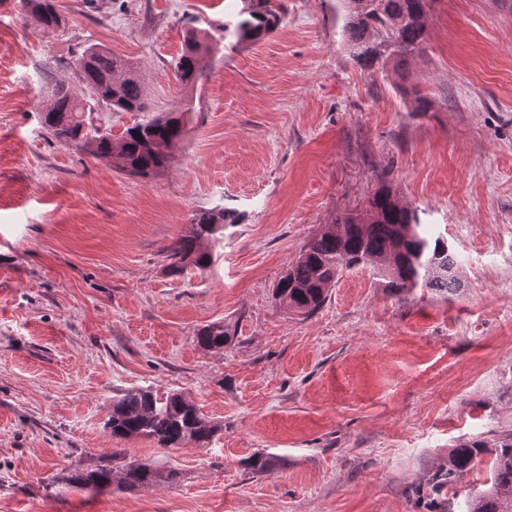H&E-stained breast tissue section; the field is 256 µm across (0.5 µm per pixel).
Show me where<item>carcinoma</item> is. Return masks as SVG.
<instances>
[{
  "mask_svg": "<svg viewBox=\"0 0 512 512\" xmlns=\"http://www.w3.org/2000/svg\"><path fill=\"white\" fill-rule=\"evenodd\" d=\"M341 34L353 49L356 63L372 75L391 67L404 71L423 49L429 15L434 0H337ZM21 11L47 30L62 24L55 0H20ZM285 13L284 5L271 0H250L238 19L224 24V39L259 41L272 33ZM212 51L208 37L190 34L174 62V74L185 90L197 87L203 76L201 61ZM78 75L96 96L114 112H146L143 87L130 61L109 51L87 46L78 58ZM51 103L46 107L45 128L51 137L72 145L95 159L118 153L120 163L113 169L136 171L146 177L167 167L173 151L185 135L190 117L187 108L177 117L154 116L126 128L113 138L112 131L92 123L85 105L65 82L51 87ZM140 133L135 137L132 131ZM239 214L228 210H205L192 215V231L166 247L168 268L180 274L193 267L211 266L216 247L224 241V230L238 223ZM342 225L338 233L321 231L311 237L295 265L274 287V296L288 308L305 315L318 310L339 275L347 270L368 267L392 294L404 299L418 288H427L444 296L461 288L459 259L448 240L420 223L416 209L400 201L389 186L374 195L369 210L357 217L335 220ZM231 341V333L222 322L201 327L196 342L205 350L222 349ZM111 436L120 439L148 438L164 448H177L187 442L205 444L216 427L207 423L196 405L180 394L159 395L151 389L135 388L112 400V415L106 422ZM493 454L489 487L465 496L459 512H512V435L493 444L482 440L463 442L448 453V465L435 471L426 483L413 489L415 504L427 512H438L442 494L455 485L457 477L475 460ZM112 455L107 463L94 469L80 466L58 475V480L78 489L112 488ZM175 476L148 463L129 461L121 465L118 489L150 488Z\"/></svg>",
  "mask_w": 512,
  "mask_h": 512,
  "instance_id": "carcinoma-1",
  "label": "carcinoma"
}]
</instances>
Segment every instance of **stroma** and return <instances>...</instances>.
I'll return each instance as SVG.
<instances>
[{"label": "stroma", "mask_w": 512, "mask_h": 512, "mask_svg": "<svg viewBox=\"0 0 512 512\" xmlns=\"http://www.w3.org/2000/svg\"><path fill=\"white\" fill-rule=\"evenodd\" d=\"M282 2L233 47L244 0H56L49 31L0 0V512H425L411 490L450 450L512 433V0H435L405 79L425 113L354 61L336 0ZM193 31L213 51L187 92L171 63ZM92 44L133 63L154 112L191 109L165 170L118 173L42 126L54 81L114 137L140 120L79 81ZM384 183L447 236L458 293L401 300L360 267L311 315L275 300L308 239ZM213 208L240 220L212 265L169 274L164 248ZM213 322L235 337L208 351ZM136 387L195 403L212 441L112 437ZM115 451L177 476L58 482ZM284 13L282 3L273 6L271 0H252L239 12V19L224 24V41L235 39L233 47L242 41H259L278 27ZM231 333L224 323L214 322L201 327L196 334V342L205 350L222 349L231 341Z\"/></svg>", "instance_id": "1"}]
</instances>
